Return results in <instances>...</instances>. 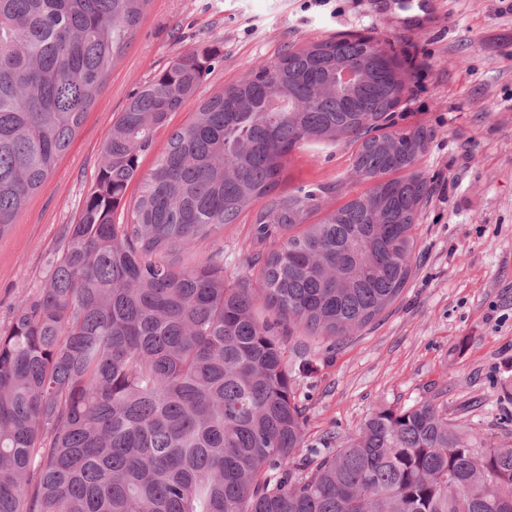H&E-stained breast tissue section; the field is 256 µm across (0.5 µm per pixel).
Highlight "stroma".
Listing matches in <instances>:
<instances>
[{
  "mask_svg": "<svg viewBox=\"0 0 512 512\" xmlns=\"http://www.w3.org/2000/svg\"><path fill=\"white\" fill-rule=\"evenodd\" d=\"M355 33L372 34L410 67L395 121L433 131L419 163L432 192L398 301L335 350L318 336L286 340L307 442H343L377 409H406L436 392L465 427L512 443V0H424L413 11L395 0H150L57 170L0 238V331L61 254L113 119L176 55L203 44L223 60L156 132L144 172L199 100L249 65L303 39ZM350 154L344 144L293 150L281 191L348 175ZM214 244L226 279L244 274L246 224Z\"/></svg>",
  "mask_w": 512,
  "mask_h": 512,
  "instance_id": "1",
  "label": "stroma"
}]
</instances>
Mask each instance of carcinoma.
I'll return each instance as SVG.
<instances>
[{
    "mask_svg": "<svg viewBox=\"0 0 512 512\" xmlns=\"http://www.w3.org/2000/svg\"><path fill=\"white\" fill-rule=\"evenodd\" d=\"M149 3L0 0V238ZM221 61L189 48L130 98L63 253L0 332V512H512V444L433 398L305 448L277 334L333 349L414 275L431 135L396 127L406 62L370 35L300 40L200 102L141 174L156 129ZM338 67L356 83L336 84ZM341 143L349 178L278 192L294 149ZM350 180L366 189L331 206ZM253 204L254 256L229 285L224 249L196 244Z\"/></svg>",
    "mask_w": 512,
    "mask_h": 512,
    "instance_id": "carcinoma-1",
    "label": "carcinoma"
}]
</instances>
